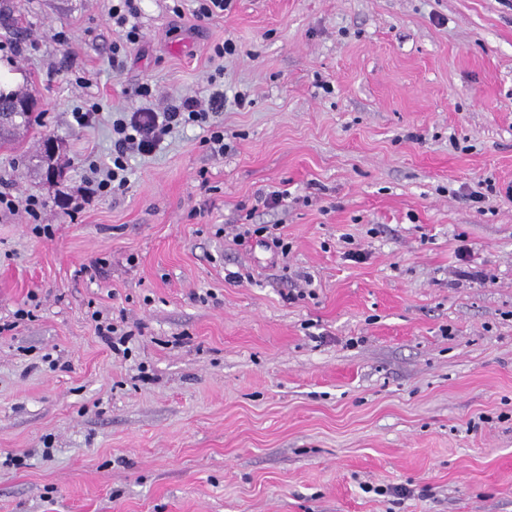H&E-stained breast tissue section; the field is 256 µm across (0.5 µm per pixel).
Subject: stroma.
Returning a JSON list of instances; mask_svg holds the SVG:
<instances>
[{"mask_svg": "<svg viewBox=\"0 0 512 512\" xmlns=\"http://www.w3.org/2000/svg\"><path fill=\"white\" fill-rule=\"evenodd\" d=\"M171 5L140 0L119 71L110 0L0 23L32 30L0 62L39 116L0 135V181L54 230L0 217V512H512V0ZM214 74L223 155L188 125L94 194L111 121L71 112ZM231 0H193L197 6L193 10V16L197 21L203 22L224 15L228 10Z\"/></svg>", "mask_w": 512, "mask_h": 512, "instance_id": "stroma-1", "label": "stroma"}]
</instances>
